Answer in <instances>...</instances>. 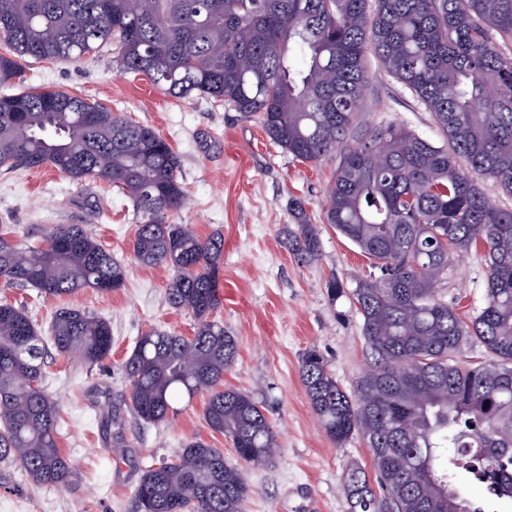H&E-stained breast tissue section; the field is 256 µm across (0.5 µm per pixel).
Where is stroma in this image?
I'll return each mask as SVG.
<instances>
[{"label":"stroma","instance_id":"stroma-1","mask_svg":"<svg viewBox=\"0 0 512 512\" xmlns=\"http://www.w3.org/2000/svg\"><path fill=\"white\" fill-rule=\"evenodd\" d=\"M119 57L112 43L72 61L29 59L17 78L0 85V94L34 87L63 91L101 103L167 139L181 158L187 196L183 208L168 213L167 223L191 225L203 238L224 236L220 305L212 318L238 347L224 384L261 402L279 435L273 463L245 472L249 494L242 512H349L344 477L354 466L373 474V457L361 436L340 446L326 437L299 373L300 357L312 346L348 392L356 391L371 367L350 293L359 280L373 277L375 268L324 218L338 155L296 160L269 140L257 118L206 97H169L145 75L122 71ZM366 70L349 145L391 123L440 142L431 113L374 56H367ZM294 197L320 232L322 249L310 263L298 262L283 243L293 222L288 201ZM142 221L132 201L108 182L75 181L48 166L0 168V227L10 230L12 243L37 247L50 225L80 224L125 270L124 285L116 291L87 289L58 299L6 287L0 277V301L25 308L41 330L66 306L112 326V352L102 364L88 366L51 346L44 357L42 386L60 408L57 442L74 479L41 486L18 465L0 463V512H133L142 470L174 459L195 436L223 449L230 465L238 463L230 441L205 424L201 395L159 426L126 417L128 447L108 450L98 434L99 413L119 406L128 391L122 365L137 337L152 327L189 336L196 324L192 312L167 300L171 268L144 266L134 258ZM486 273L481 247L454 257L438 285L442 298L460 312L476 314L486 302ZM333 279L342 292L331 293Z\"/></svg>","mask_w":512,"mask_h":512}]
</instances>
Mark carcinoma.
<instances>
[{
	"instance_id": "carcinoma-1",
	"label": "carcinoma",
	"mask_w": 512,
	"mask_h": 512,
	"mask_svg": "<svg viewBox=\"0 0 512 512\" xmlns=\"http://www.w3.org/2000/svg\"><path fill=\"white\" fill-rule=\"evenodd\" d=\"M512 39V0H0V84L19 61L76 60L115 41L120 67L178 99L206 96L246 117L293 158L340 154L326 223L375 261L379 275L351 292L374 367L348 393L315 346L300 359L302 384L325 435L359 433L375 484L354 467L344 480L350 512H485L465 484L491 501L512 500V209L483 192L492 179L512 195V58L486 39ZM432 112L444 143L402 124L346 137L365 87L368 53ZM50 165L64 175L120 188L146 221L134 257L167 266L168 302L193 313L191 336L150 328L123 363L126 413L161 425L207 394L204 421L248 467L272 462L277 434L253 397L224 387L237 342L210 319L220 305L224 238L168 224L185 192L181 160L153 128L65 92L0 95V167ZM285 245L302 262L321 251L304 203L290 200ZM45 246L21 249L0 231V277L45 298L123 286L124 269L79 224H55ZM486 249L487 300L464 320L436 284L451 255ZM478 338L490 360L453 354ZM54 348L89 366L112 350V327L78 307L56 311ZM45 353L25 309L0 302V463L37 484L74 471L57 444L59 409L41 386ZM123 414L108 410L104 444L125 448ZM243 472L200 437L151 466L134 512H241Z\"/></svg>"
}]
</instances>
